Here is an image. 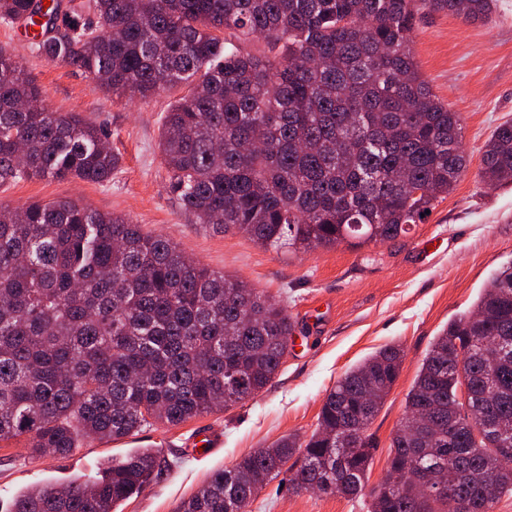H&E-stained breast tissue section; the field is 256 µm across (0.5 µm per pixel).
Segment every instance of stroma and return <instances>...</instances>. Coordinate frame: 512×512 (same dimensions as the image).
<instances>
[{
	"instance_id": "35a3bbf8",
	"label": "stroma",
	"mask_w": 512,
	"mask_h": 512,
	"mask_svg": "<svg viewBox=\"0 0 512 512\" xmlns=\"http://www.w3.org/2000/svg\"><path fill=\"white\" fill-rule=\"evenodd\" d=\"M0 48L36 78L44 104L79 112L101 127L120 156L110 183L41 178L0 183V204L71 199L124 215L144 232L171 239L211 270L243 280L287 309L296 349L288 351L265 390L221 412L177 426L153 425L117 441L89 439L73 455L32 454L0 443V512L27 486L95 475L100 463L137 448H154L166 465L159 478L117 512H176L210 475L241 456L288 435L305 438L322 402L350 368L387 345L400 346L399 377L374 418L376 441L369 486L387 476L389 444L405 414V397L434 339L471 310L489 279L512 264V184L480 179L485 142L512 121V0H496L489 21L467 22L424 13L414 28V53L437 98L464 118L466 175L436 202L424 223L384 243L347 244L308 252L264 248L235 231H221L179 205L168 184L159 130L178 85L147 100L118 99L94 90L73 67L51 63L0 23ZM370 500L293 491L287 474L270 480L249 512H369Z\"/></svg>"
}]
</instances>
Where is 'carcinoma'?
I'll return each instance as SVG.
<instances>
[{
	"label": "carcinoma",
	"instance_id": "1",
	"mask_svg": "<svg viewBox=\"0 0 512 512\" xmlns=\"http://www.w3.org/2000/svg\"><path fill=\"white\" fill-rule=\"evenodd\" d=\"M495 0H88L58 16L51 0H0V22L28 19L35 44L94 87L147 99L183 83L160 129L169 186L201 224L276 250L393 240L467 172L463 117L433 94L413 50L419 10L484 21ZM262 40L275 53L251 54ZM36 79L0 48V179L103 184L120 158L79 112H55ZM489 187L512 183V122L482 152ZM293 323L264 291L209 270L160 234L72 201L0 205V443L67 457L89 438L177 426L263 391ZM403 350L387 345L325 396L316 430L214 472L177 512H246L266 482L358 497L370 512H492L512 495V265L432 343L394 431L387 479L366 490L367 435L396 382ZM469 406L459 399L458 367ZM375 396L373 402L366 395ZM302 449L297 468L286 467ZM445 494L416 470H448ZM162 470L141 448L97 475L26 489L10 512H113ZM490 477L488 495L473 475Z\"/></svg>",
	"mask_w": 512,
	"mask_h": 512
}]
</instances>
